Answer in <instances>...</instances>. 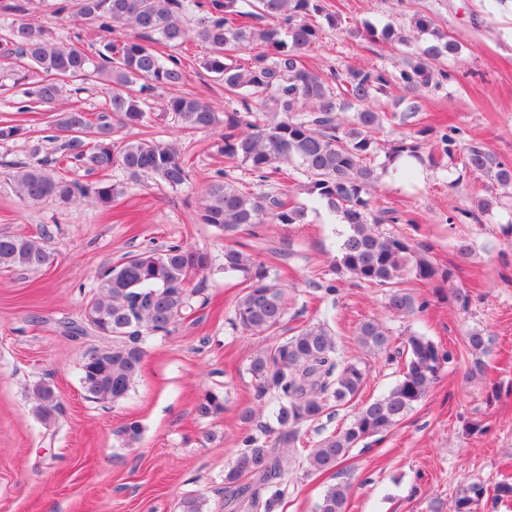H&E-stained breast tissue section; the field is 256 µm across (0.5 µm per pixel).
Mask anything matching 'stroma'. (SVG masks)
Listing matches in <instances>:
<instances>
[{
  "label": "stroma",
  "instance_id": "1",
  "mask_svg": "<svg viewBox=\"0 0 512 512\" xmlns=\"http://www.w3.org/2000/svg\"><path fill=\"white\" fill-rule=\"evenodd\" d=\"M326 0L340 12L346 30L325 31L308 52L306 64L322 73L347 66L387 71L401 65L404 54L362 38L350 28L370 22H400L402 15L431 16L460 45L446 66L451 75L429 91L423 110L411 126L386 125L382 136L393 139L405 129L420 131L425 153L437 151L439 133L454 125L463 143L477 142L500 159L512 162V0L492 8L491 0ZM20 3L33 21L50 23L57 40L80 35L86 47H98L104 34L96 25L73 19L55 20L54 0H0V25L10 22L8 5ZM207 47L191 41L183 54L187 92L224 109V85L200 66ZM42 73L20 71L0 62V126L19 124L40 138L48 112L16 109ZM166 90L149 100L147 124L141 132L174 141L192 158L190 181L178 189L132 180L122 172L113 178L124 186L110 207L93 204L61 206L47 201L21 202L0 179V234L51 236L53 259L37 270H0V512H179L187 495L202 497L209 512H239L224 489V475L234 461L243 433L260 434L271 425L270 396L261 395L249 371L254 339L230 324L240 287L221 264L224 236L198 221L202 188L224 168L219 133H181L164 114ZM453 171L422 167L416 181L404 183L382 176L372 204L404 211L414 224H394L426 248L446 280L422 283L407 277L405 285L429 305L419 314L399 318L385 308L382 287L355 286L338 280L330 262L338 253L344 227L312 206L298 186H291L294 205L306 208L303 224L261 225L256 235L242 236L275 274L291 298L285 326L327 320L340 352L357 360L366 372L363 398L385 393L396 381L399 366L383 353H369L355 342V329L367 317H379L395 339L417 333L452 351L427 396L381 439H367L352 448L336 471L292 475L284 497L271 512H315L326 489L338 482L352 485L347 512H450L461 485L481 481L493 487L512 475V198L483 178H467L449 188ZM481 197L498 198L477 224H447L460 208ZM473 246L458 257L457 238ZM173 242L208 251L212 269L195 278L201 294L192 313L171 335L157 339L144 357L141 377L119 404L88 400L81 388L80 364L98 345L95 336L71 338L61 321L79 320L98 271L128 253L161 248ZM337 287L326 294L325 284ZM470 293L467 306L451 297L453 289ZM474 328L490 334L484 374L466 380L474 358L465 336ZM48 380L59 395L61 412L44 425L33 411L28 388ZM224 396V413L199 418L194 405L205 390ZM254 406L256 420L237 418L240 408ZM138 422L141 434L127 440L125 423ZM485 432H471L472 423Z\"/></svg>",
  "mask_w": 512,
  "mask_h": 512
}]
</instances>
